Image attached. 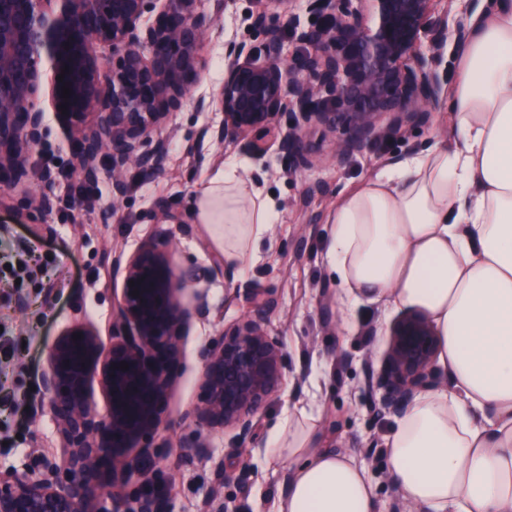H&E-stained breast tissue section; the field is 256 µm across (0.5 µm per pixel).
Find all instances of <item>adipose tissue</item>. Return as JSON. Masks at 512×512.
<instances>
[{"label":"adipose tissue","mask_w":512,"mask_h":512,"mask_svg":"<svg viewBox=\"0 0 512 512\" xmlns=\"http://www.w3.org/2000/svg\"><path fill=\"white\" fill-rule=\"evenodd\" d=\"M448 110L452 142L338 196L328 269L342 314L365 302L417 309L437 334L448 383L414 399L386 448L407 512H512V0L473 25ZM195 214L236 268L277 220L233 165L201 189ZM319 417L301 407L277 426L288 486L276 512H379L364 467L319 447Z\"/></svg>","instance_id":"ef3b65f1"}]
</instances>
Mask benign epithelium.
<instances>
[{"label":"benign epithelium","instance_id":"7a95c632","mask_svg":"<svg viewBox=\"0 0 512 512\" xmlns=\"http://www.w3.org/2000/svg\"><path fill=\"white\" fill-rule=\"evenodd\" d=\"M202 2L0 0V192L26 184L30 154L46 133L38 103L45 57L52 64L49 98L72 168L44 171L42 181L77 175L93 187L107 171L119 200L128 171L144 179L159 175L167 157L161 131L200 84L206 67L200 45L223 33L221 18L233 0H212L211 13ZM310 2L320 22L301 28L287 17V0H255L251 28L261 47L224 40V80L197 100L198 109L214 105L223 115L210 129L213 141L252 134L251 147L260 152L271 137L291 173L313 166L305 143L312 129L341 134L335 142L341 163L382 138L429 123L442 83L423 43L428 38L441 48L449 34L448 0ZM289 31L299 45L292 52ZM99 46L110 47L112 56L100 55ZM164 209L168 224L131 253L111 255L120 293L109 336L74 323L48 347L36 408L53 421L59 450L0 473V512H171L170 483L148 466L157 455L184 331L206 318L210 305L201 292L185 301L187 287L203 274L174 264L170 225L185 220L176 205ZM236 290L253 311L199 350V400L186 415L191 432L177 448L185 465L210 455L206 434L215 429L229 434L232 450L244 458L285 384V354L265 320L273 299L248 287ZM436 350L424 313L409 310L394 321L373 380L381 414H398L417 394L439 386ZM123 361L128 368H120ZM213 473L202 512H224L222 489L230 478L224 460L213 461Z\"/></svg>","mask_w":512,"mask_h":512}]
</instances>
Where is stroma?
Returning a JSON list of instances; mask_svg holds the SVG:
<instances>
[{
    "instance_id": "1",
    "label": "stroma",
    "mask_w": 512,
    "mask_h": 512,
    "mask_svg": "<svg viewBox=\"0 0 512 512\" xmlns=\"http://www.w3.org/2000/svg\"><path fill=\"white\" fill-rule=\"evenodd\" d=\"M252 0H234L223 15L224 39L203 43L207 62L199 93L206 94L224 78V40L252 39ZM221 120L213 109L186 103L162 135L169 157L164 175L130 183L127 197L113 204L111 178L101 174L92 196H79L78 182L54 185L57 209L34 214L30 203L45 185L44 169L70 168L66 137L55 119L33 149L35 171L22 188L0 199V266L17 246H31V274L21 282L0 277V325L11 338L12 357L0 365V471L30 465L37 452L59 446L48 416L37 413L38 378L46 365V350L55 336L74 322L106 331L112 313L114 284L106 252H132L163 223L162 203H174L186 221L174 225L173 254L180 265L210 269L200 283L211 312L195 323L186 339L184 357L171 398L167 424L158 439L156 469L169 475L172 512H198L212 486V461L223 459L231 481L224 484L227 512H275L288 485V469L271 454L270 437L280 420L298 404H319V445L353 454L366 468L377 489L382 512H406L386 464V441L397 418L379 414L377 395L368 381L379 368L390 342V326L398 312L364 304L342 315L339 285L326 266L329 213L337 197L369 179L391 159L426 151L435 141L454 135L445 102H438L429 125L415 127L371 150L336 162L330 138L311 133L315 156L312 169L293 174L277 144L265 153L249 148L248 138L219 145L203 130ZM235 164L241 177L274 199L278 219L257 260L234 269V280L252 282L269 291L276 303L266 322L278 336L286 356V381L280 396L264 413L261 426L248 443V468L239 472L229 454V439L216 431L208 436L211 459L190 466L177 462L176 449L189 427L183 416L198 402L201 363L198 348L225 325L249 310L248 302L228 288L224 256L211 245L209 230L196 223L194 200L221 164Z\"/></svg>"
}]
</instances>
